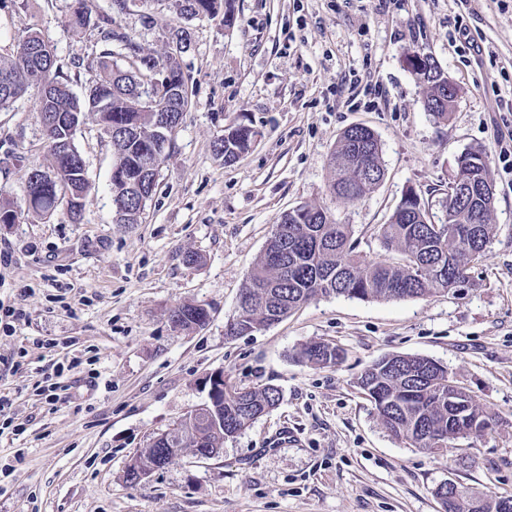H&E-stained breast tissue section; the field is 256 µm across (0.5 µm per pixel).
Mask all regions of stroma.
I'll list each match as a JSON object with an SVG mask.
<instances>
[{
  "label": "stroma",
  "mask_w": 512,
  "mask_h": 512,
  "mask_svg": "<svg viewBox=\"0 0 512 512\" xmlns=\"http://www.w3.org/2000/svg\"><path fill=\"white\" fill-rule=\"evenodd\" d=\"M73 0H32L28 11L0 0V53L37 30L68 63L84 95L95 72L72 68L95 50L93 31L62 22ZM460 20L467 35H450ZM115 25L143 48L163 51L185 28L180 57L189 108L172 137L156 190L138 224L114 223L112 143L87 115L74 143L90 190L81 223L64 212L0 224V300L24 310L13 334L0 332V392L16 393L18 437L0 438V512H442L434 490L452 479L485 493L512 494V163L499 156L512 130V0H235L223 14L187 20L167 0H127ZM432 55L460 88L448 124L423 106L409 70L411 51ZM259 136L227 164L213 143L234 123ZM363 125L381 145L383 181L354 201L330 197L328 159L339 134ZM30 97L0 112V196L23 203L26 160H47ZM482 149L495 186L493 240L470 280L449 293L391 301L319 297L282 322L233 339L246 275L282 216L305 204L351 225L362 255L385 257L375 233L406 188L434 222L457 159ZM195 252L199 264L184 261ZM202 304L210 319L173 329L169 313ZM72 342L78 356L64 401L32 391L33 370H51ZM345 352L327 367L295 360L305 343ZM26 348L29 369L9 363ZM388 354L430 357L490 412L484 435L459 439L441 457L390 434L356 386ZM240 387H279L282 399L219 455L183 450L137 484L130 460L159 432L208 398L214 372Z\"/></svg>",
  "instance_id": "35a3bbf8"
}]
</instances>
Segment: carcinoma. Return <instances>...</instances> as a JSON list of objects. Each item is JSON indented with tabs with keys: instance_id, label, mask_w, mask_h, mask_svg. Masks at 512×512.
<instances>
[{
	"instance_id": "cac0c4a2",
	"label": "carcinoma",
	"mask_w": 512,
	"mask_h": 512,
	"mask_svg": "<svg viewBox=\"0 0 512 512\" xmlns=\"http://www.w3.org/2000/svg\"><path fill=\"white\" fill-rule=\"evenodd\" d=\"M170 7L185 18L210 17L224 10V23L234 18V0H170ZM114 18L97 13L92 0H75L65 18L67 30L96 31L99 53L85 67L98 71L86 97L78 98L64 77V63L54 47L38 32L28 30L12 54H0V112L28 92L33 93L42 124L50 163H32L26 173L36 170L40 178L27 186V213L47 217L60 209L70 220L82 218L89 181L86 165L76 146L66 158L59 143L74 140L86 114L98 124L112 128L114 163L111 176L112 204L119 224L140 222L152 197L159 167L168 158L170 140L153 148L154 132L166 127L175 131L189 104L179 57L190 47V35L182 29L171 35L162 55L144 50L127 35L112 28ZM128 51L129 69L112 63L114 48ZM411 72L423 84L425 110L437 123L450 117L448 104L440 101L448 73L430 55L414 51L406 57ZM169 74L176 90L177 108L165 105L158 72ZM255 143L254 132L245 123L224 129V137L213 144L216 157L229 160L248 152ZM474 170L476 185L493 184L484 153L469 149L462 153ZM332 179L329 191L343 200H358L385 176L378 137L365 127H350L336 141L329 158ZM420 198L399 202L389 221L379 225L383 247L398 255L368 261L358 251L352 227L338 224L327 208L302 205L282 217L267 241L263 254L248 274L235 317L224 326L229 338L245 336L283 320L317 297L344 296L359 300H401L424 298L448 292L449 282H468L475 258L485 255L495 232L491 224L495 196L475 194L445 201V224L459 234L435 231L430 220L422 221L415 208ZM202 312L193 304L173 309L182 330H193ZM344 350L330 342L302 345L295 359L311 366H328L342 361ZM356 385L373 403L382 426L414 448L430 454L443 453L451 441L483 435L491 425L485 406L469 396L467 416L458 418L448 406V371L437 361L422 355L389 354L367 366ZM281 392L274 385L241 388L224 383V406L215 426L197 417L184 432L180 447L200 441L207 448H221L233 437L275 408ZM442 512H491L474 507L475 493L462 484L454 492L436 489Z\"/></svg>"
}]
</instances>
